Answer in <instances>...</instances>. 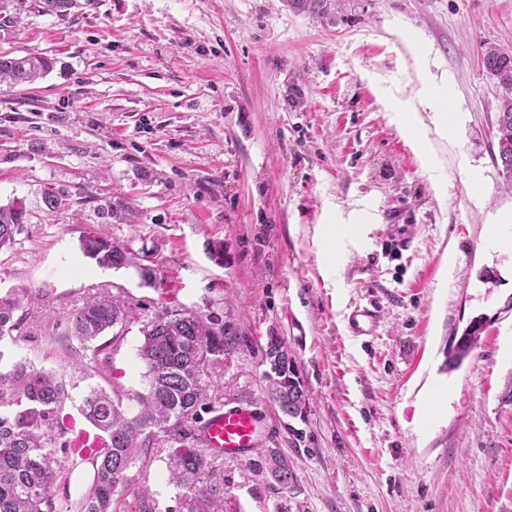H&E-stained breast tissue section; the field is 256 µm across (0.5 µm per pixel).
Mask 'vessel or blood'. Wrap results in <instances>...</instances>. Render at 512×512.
<instances>
[{"mask_svg":"<svg viewBox=\"0 0 512 512\" xmlns=\"http://www.w3.org/2000/svg\"><path fill=\"white\" fill-rule=\"evenodd\" d=\"M347 323L353 335L368 337L376 330L378 315L373 307L358 305L351 310ZM199 435L211 454L242 458L257 447L261 425L250 407L238 406L213 412L200 427Z\"/></svg>","mask_w":512,"mask_h":512,"instance_id":"1","label":"vessel or blood"}]
</instances>
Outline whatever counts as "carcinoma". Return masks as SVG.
Wrapping results in <instances>:
<instances>
[{
  "label": "carcinoma",
  "instance_id": "obj_1",
  "mask_svg": "<svg viewBox=\"0 0 512 512\" xmlns=\"http://www.w3.org/2000/svg\"><path fill=\"white\" fill-rule=\"evenodd\" d=\"M76 5L77 0H0V33L11 32L30 12L63 20ZM288 6L322 19L341 9L342 0H288ZM481 62L503 90L496 159L499 167L512 170V54L485 42ZM54 65L45 56L0 55V82H33ZM43 198L51 217L66 206L67 194L59 188H45ZM29 219L24 199L0 204V251L14 247ZM81 249L101 268L119 269L128 257L127 249L93 232L82 237ZM38 299L40 294L27 288L0 294V343L27 340L25 307ZM129 318L120 298L103 294L62 317L63 336L91 344ZM482 331L483 323L470 324L448 350V364H460L477 347ZM141 333L137 355L145 367L144 391L88 387L81 408L88 431L75 430L63 413L67 391L62 379L0 348V512H156L154 492L130 472L146 470L161 444L172 448L168 483L187 491L182 512H224V499L205 482L209 460L194 424L209 400L202 375L224 358L229 331L198 313L172 310L144 324ZM109 360L106 347L98 346L89 358L71 359V367L83 379L103 377ZM289 366L295 381L288 382V407L300 398L311 402L294 363ZM126 400L137 410L124 405ZM58 448L67 454L69 467L61 464ZM78 466L92 474L85 492L75 501L56 500L52 488Z\"/></svg>",
  "mask_w": 512,
  "mask_h": 512
}]
</instances>
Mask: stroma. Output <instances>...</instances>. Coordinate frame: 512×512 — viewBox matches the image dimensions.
<instances>
[{"label": "stroma", "instance_id": "1", "mask_svg": "<svg viewBox=\"0 0 512 512\" xmlns=\"http://www.w3.org/2000/svg\"><path fill=\"white\" fill-rule=\"evenodd\" d=\"M484 41L512 52V0H346L328 19L287 0H93L62 21L23 17L0 52L57 64L0 84V203L32 212L0 252V289L43 294L16 357L57 371L76 418L89 383L47 311L102 292L126 302L111 352L125 392L144 388L143 324L197 312L234 336L205 375L212 407L254 409L262 447L296 477L281 488L256 453L214 459L224 512H512V190ZM443 111L458 119L446 133ZM47 186L70 197L53 220ZM116 200L134 223H113ZM351 223L365 226L357 244L323 234ZM90 231L130 266L85 258ZM393 233L411 236L408 254L388 249ZM358 303L376 307L375 336L348 331ZM477 318L481 344L448 370L450 340ZM272 331L312 394L290 426L265 392ZM169 453L145 481L180 512Z\"/></svg>", "mask_w": 512, "mask_h": 512}]
</instances>
